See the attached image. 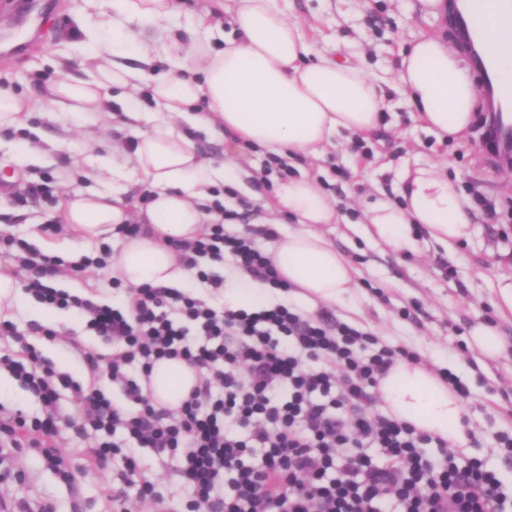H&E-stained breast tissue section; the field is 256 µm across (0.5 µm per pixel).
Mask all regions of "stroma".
I'll use <instances>...</instances> for the list:
<instances>
[{"label": "stroma", "mask_w": 512, "mask_h": 512, "mask_svg": "<svg viewBox=\"0 0 512 512\" xmlns=\"http://www.w3.org/2000/svg\"><path fill=\"white\" fill-rule=\"evenodd\" d=\"M46 3L51 20L41 35L30 37L18 53L0 56V86L30 102L20 125L0 130V175L8 177L7 183H0V232L32 240L43 253L81 259L96 255L100 241L86 244L68 231L49 232V225L61 221L60 203L24 202L26 187L47 174L67 192L111 190V174L89 179L85 172L100 154L110 155L117 165L133 166L131 144L138 130L102 124L91 113L62 112L50 103L46 89L62 69L79 72L85 68L80 22L90 7L87 0ZM285 6L290 18L308 27L318 48L331 51L343 43L348 51L363 55L387 81V106L379 131L366 142L370 156L346 144L326 159L302 157L292 162L294 175L317 176L321 188L336 197L339 223L320 225L319 230L355 267L357 289L343 303L328 308L306 304L276 289L269 292L268 303L307 316L328 312L377 336L380 343L414 352L429 370L454 373L469 391L464 401L465 423L473 434L460 453L499 467L489 450L497 433H512V313L499 311L494 302L499 281L512 278V168L487 167L477 133L442 141L425 129L393 74L400 49L415 36L422 32L444 36L448 28L443 18L409 12L404 0H286ZM26 142L33 152L20 167L14 157ZM200 146L214 163L230 162L247 173L239 187L221 195L225 209L239 211L247 205L253 223L268 219L265 204L274 182L264 172L267 152L258 148L240 152L206 138ZM438 161L447 163L448 176L462 197L468 198L475 189L494 201L496 218H488L470 203L473 233L470 239L451 246L432 240L425 231L414 233V249L399 253L369 239L362 215L365 204L384 195L397 197L405 171L419 162ZM49 284L116 307L126 300L125 291L113 288L104 268L90 267L77 275L64 267ZM11 319L24 328L40 324L58 330L59 338L36 336L32 342L44 356L85 383L91 375L74 345L106 355L112 351L76 310L46 307L26 293L14 304ZM478 321L496 327L503 342L498 356L486 357L470 345L469 331ZM62 407L71 422L61 427L56 446L69 467L70 480L43 467L31 449L19 448L12 467L25 479L1 483L0 490L25 495L34 503L52 502L56 512H113L117 470L88 463L85 450L93 438L78 434L73 427L82 408L67 395ZM139 454L151 460L152 474L168 498H189L191 491L179 474L177 458L154 461L148 448Z\"/></svg>", "instance_id": "1"}]
</instances>
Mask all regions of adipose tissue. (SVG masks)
<instances>
[{"mask_svg": "<svg viewBox=\"0 0 512 512\" xmlns=\"http://www.w3.org/2000/svg\"><path fill=\"white\" fill-rule=\"evenodd\" d=\"M100 13H113L112 45L104 47L96 20L87 19L85 59L93 76L68 74L48 89L53 103L70 112L109 115L120 103L126 117L146 128L134 143L136 163L126 168L98 157L113 181L146 183L153 189L140 215L142 229L125 238L109 270L127 286L179 285L189 273L176 244L194 242L212 215L205 209L217 183L235 185L233 164L206 159L191 130L224 137L239 148H259L283 158H321L342 134L368 137L380 125L385 91L359 57L319 54L302 23L289 19L277 0H224L223 47L210 39L214 26L198 18L206 37L186 41L166 28L174 0H96ZM161 24L154 44L137 41L136 30ZM135 47L138 66L121 63ZM165 54L171 68L151 84L154 111L137 95L151 53ZM418 118L445 139L473 123L476 83L457 53L439 35L417 36L402 52L395 72ZM400 200L368 203L364 221L396 250L409 248L412 225H423L444 242L469 239L471 218L444 165L428 164L405 173ZM270 210L288 219V233L268 255L300 298L315 305L343 302L356 288L348 259L317 227L339 221L336 199L310 177L276 184ZM63 219L69 231L110 240L129 214L120 190L73 193ZM196 383L194 370L178 359L155 363L153 402L176 409ZM379 393L392 415L417 429L464 446L467 435L459 397L434 373L411 361L397 362L381 378Z\"/></svg>", "mask_w": 512, "mask_h": 512, "instance_id": "obj_1", "label": "adipose tissue"}]
</instances>
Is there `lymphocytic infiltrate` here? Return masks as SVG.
<instances>
[{"mask_svg":"<svg viewBox=\"0 0 512 512\" xmlns=\"http://www.w3.org/2000/svg\"><path fill=\"white\" fill-rule=\"evenodd\" d=\"M240 218L225 212L188 245L185 263L215 289L224 280L200 269L202 258L231 259L247 276L284 288L256 244L257 237H276L275 227L226 233L225 223ZM9 246L26 273V291L42 304L77 309L104 342L120 344L108 380L127 405H114L103 388L83 387L13 322L1 320L0 340L19 349L0 355V368L38 398L45 414L30 419L0 409V451L36 448L44 466H59L54 437L67 391L84 409L80 433L99 435L86 450L90 462L119 465L116 503L134 486L155 512H168L134 454L148 448L159 456L181 455L180 475L193 490L187 512H504L502 482L485 461L459 466L447 440L366 410L371 389L406 350L380 345L371 333L327 313L311 318L286 306L218 309L163 285L133 289L130 307L104 306L45 285L61 258L36 254L14 238ZM164 359L184 361L199 378L174 410L155 405L146 391L154 364ZM432 443L440 453L429 457L424 448ZM371 448L380 449L385 464L373 463Z\"/></svg>","mask_w":512,"mask_h":512,"instance_id":"1","label":"lymphocytic infiltrate"}]
</instances>
